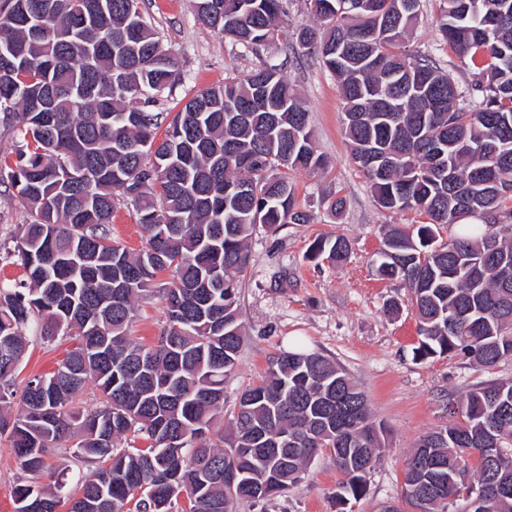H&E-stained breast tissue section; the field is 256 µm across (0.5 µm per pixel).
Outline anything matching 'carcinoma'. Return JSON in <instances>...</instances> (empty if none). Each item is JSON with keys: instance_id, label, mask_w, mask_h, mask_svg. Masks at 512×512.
I'll return each instance as SVG.
<instances>
[{"instance_id": "obj_1", "label": "carcinoma", "mask_w": 512, "mask_h": 512, "mask_svg": "<svg viewBox=\"0 0 512 512\" xmlns=\"http://www.w3.org/2000/svg\"><path fill=\"white\" fill-rule=\"evenodd\" d=\"M315 49L339 83L345 138L376 205L425 224L392 226L377 272L405 282L421 336L415 355L457 354L485 368L512 359V0H442L443 42L471 78L456 83L429 53L406 49L422 0H307ZM142 0H0V113L21 140L0 164L29 210L0 263L26 281L0 282V436L18 468L15 512H232L250 489L283 493L311 449L342 474L335 498L359 499L386 448L368 400L318 353L284 351L238 399L229 430L224 382L244 343L240 311L256 228L308 224L288 171L317 172L310 112L284 74L263 63L208 88L168 117L149 107L180 79ZM198 19L257 48L284 34L283 0H194ZM165 136L157 140V131ZM133 206L138 250L112 244V214ZM478 224L440 243L439 230ZM341 236L309 258L344 262ZM168 281L156 283V275ZM158 291L166 326L150 345L132 336L136 304ZM75 339L55 371L17 381L25 331ZM100 407L74 406L87 388ZM448 424L421 435L406 459L400 512L442 485L428 512H457L464 456L486 485L485 512H512V380L448 396ZM147 446L116 444L129 432ZM76 438L95 465L80 494L40 482L50 448ZM241 486L224 485V468ZM185 507L178 506L179 501Z\"/></svg>"}]
</instances>
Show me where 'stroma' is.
Instances as JSON below:
<instances>
[{"label":"stroma","instance_id":"35a3bbf8","mask_svg":"<svg viewBox=\"0 0 512 512\" xmlns=\"http://www.w3.org/2000/svg\"><path fill=\"white\" fill-rule=\"evenodd\" d=\"M143 13L164 50L181 65V79L160 97L156 109L173 111L198 91L240 77L263 61L285 62V74L310 111L311 130L326 166L318 173L289 172L307 224H286L277 231L257 229L251 240L252 263L243 277L240 309L244 346L236 372L224 384V412L232 414L240 394L258 384L273 359L286 350L316 352L336 361L366 394L372 418L385 430L386 450L367 476L364 496L340 504L334 493L342 475L329 454H318L300 480L274 498L243 501L235 512H380L400 494L408 452L424 433L446 425L449 394L465 393L481 383L512 379V360L491 368L458 355L417 357V320L399 280L377 275L371 260L383 246L389 224H419L414 211L379 209L365 175L350 159L344 137L340 88L313 51L298 43H276L259 50L232 44L198 21L192 0H143ZM439 0H423L409 47L429 52L457 83L467 72L453 49L440 42L436 17ZM344 197L342 213L327 208L328 195ZM349 239L352 251L339 267L308 257L321 235ZM401 308L391 314L389 300ZM70 343L31 339L19 368L20 378L53 372ZM43 482L68 476L69 490L91 472L73 457L71 442L51 449Z\"/></svg>","mask_w":512,"mask_h":512}]
</instances>
